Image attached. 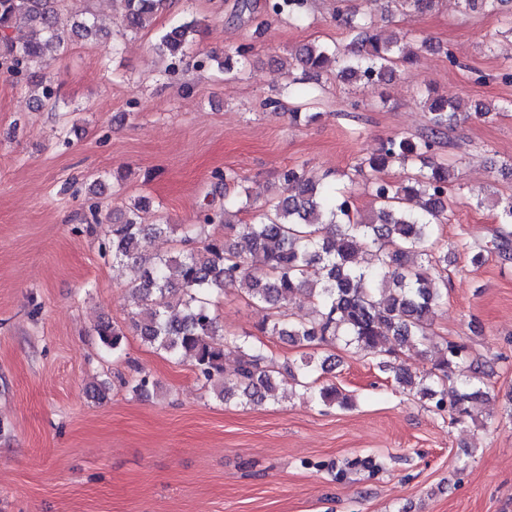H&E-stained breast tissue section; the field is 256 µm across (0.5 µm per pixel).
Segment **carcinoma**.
Instances as JSON below:
<instances>
[{
  "instance_id": "obj_1",
  "label": "carcinoma",
  "mask_w": 512,
  "mask_h": 512,
  "mask_svg": "<svg viewBox=\"0 0 512 512\" xmlns=\"http://www.w3.org/2000/svg\"><path fill=\"white\" fill-rule=\"evenodd\" d=\"M62 0H0V32L27 28L29 34L0 38V65L14 74L57 51L71 34L79 38L103 37L98 16L87 11L71 20L61 10ZM124 21L130 31L148 26L165 11L169 0H122ZM512 0H459L466 10L493 13ZM307 0H268V10L292 20L303 17ZM334 19L351 36V53L337 45L307 44L292 54L295 65L313 78L330 64L339 66L346 81L367 86L387 82L401 61L415 52L401 45L398 33L385 37L373 33L371 13L348 5L334 12ZM196 20L173 27L159 39L156 50L180 60ZM249 47L224 54L218 65L227 74L239 68ZM427 132L394 135L384 139L357 169L374 200L365 216L353 209L352 196L341 194L325 177L305 167L287 168L283 181L295 193L257 205L237 170L226 167L214 173L217 186L236 187L224 200L219 219L207 215L202 224H144L142 212L149 201L112 216L103 255L112 263L138 266L132 288L139 308L133 326L142 340L175 359H189L200 379L226 401L224 348L235 345L238 364L237 395L243 403L277 402L279 372L264 349L262 336H277L295 345L316 349L342 343L372 356L395 383L423 401L446 410L454 423L470 414L471 404L487 397L484 378L494 374L493 362L475 358L467 344L448 341L437 350L433 369L413 375L393 362L397 351L428 348L438 310L448 296V251L439 245L441 226L449 221V194L454 177L451 166L438 160L441 135L473 117L487 120L495 108L478 103L427 97ZM416 166L407 179L389 181L383 172L392 164ZM497 223L494 248L504 259L512 257V197L495 199ZM254 214L242 223L241 214ZM181 234L188 249L157 255L142 264L143 241L159 235ZM365 258L358 262V245ZM226 288H236L252 303L274 310L258 326V335L227 339L213 299ZM168 296L160 308L155 295ZM317 304L308 318L294 320L289 308L300 297ZM103 347L120 353L125 334L110 323L98 325ZM327 360L314 355L288 368L295 386L325 406L347 408L353 399L334 385L319 384L318 372Z\"/></svg>"
}]
</instances>
